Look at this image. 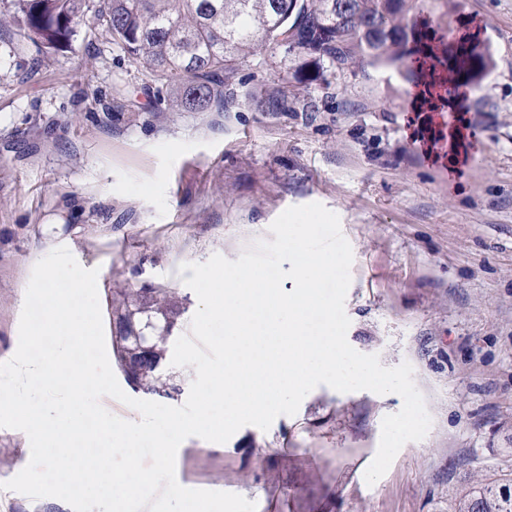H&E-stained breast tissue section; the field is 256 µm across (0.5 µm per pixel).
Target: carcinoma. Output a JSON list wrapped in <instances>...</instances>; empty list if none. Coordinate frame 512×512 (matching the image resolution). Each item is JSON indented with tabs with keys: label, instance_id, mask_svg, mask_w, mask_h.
Instances as JSON below:
<instances>
[{
	"label": "carcinoma",
	"instance_id": "obj_1",
	"mask_svg": "<svg viewBox=\"0 0 512 512\" xmlns=\"http://www.w3.org/2000/svg\"><path fill=\"white\" fill-rule=\"evenodd\" d=\"M434 16L413 0H12V21L25 40L51 54L72 46L88 13L129 58L167 89L176 112H220L239 68L267 51L284 52L282 87L249 91L241 104L258 112H311L310 93L368 67H394L413 87L457 96L490 69L488 48L451 35L448 0ZM112 354L135 390L179 391L164 372L170 332L180 315L165 288L112 291ZM448 512H512V475L464 487Z\"/></svg>",
	"mask_w": 512,
	"mask_h": 512
}]
</instances>
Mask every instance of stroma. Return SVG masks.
<instances>
[{
	"instance_id": "stroma-1",
	"label": "stroma",
	"mask_w": 512,
	"mask_h": 512,
	"mask_svg": "<svg viewBox=\"0 0 512 512\" xmlns=\"http://www.w3.org/2000/svg\"><path fill=\"white\" fill-rule=\"evenodd\" d=\"M451 29L486 43L493 66L420 141L416 90L378 67L312 92L311 112H172L166 90L93 20L72 48L39 53L0 28V355L18 344L35 250L64 246L110 291L166 288L188 333L198 308L182 264L238 259L286 208L340 218L353 252L350 345L383 366L409 362L431 417L374 484L384 416L398 394L317 386L269 430L247 425L211 448L184 441L176 479L239 494L257 512H448L467 481L512 473V0H453ZM281 50L240 67L234 88L280 83ZM22 431L0 428L2 489L29 462Z\"/></svg>"
}]
</instances>
